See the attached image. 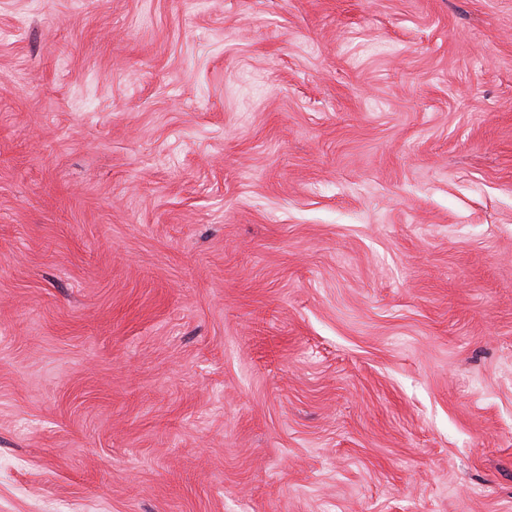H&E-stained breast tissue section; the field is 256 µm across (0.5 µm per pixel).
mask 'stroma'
<instances>
[{
    "mask_svg": "<svg viewBox=\"0 0 512 512\" xmlns=\"http://www.w3.org/2000/svg\"><path fill=\"white\" fill-rule=\"evenodd\" d=\"M0 512H512V0H0Z\"/></svg>",
    "mask_w": 512,
    "mask_h": 512,
    "instance_id": "obj_1",
    "label": "stroma"
}]
</instances>
